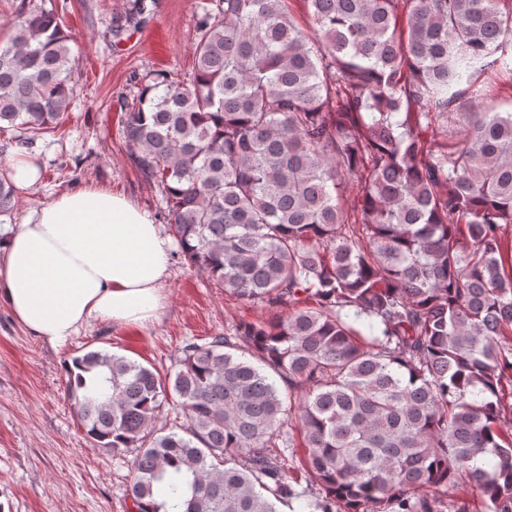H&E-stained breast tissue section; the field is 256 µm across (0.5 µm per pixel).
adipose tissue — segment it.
I'll return each instance as SVG.
<instances>
[{
  "label": "adipose tissue",
  "mask_w": 512,
  "mask_h": 512,
  "mask_svg": "<svg viewBox=\"0 0 512 512\" xmlns=\"http://www.w3.org/2000/svg\"><path fill=\"white\" fill-rule=\"evenodd\" d=\"M172 241L127 198L98 188L58 194L0 249V302L34 335L63 344L97 319L156 321Z\"/></svg>",
  "instance_id": "ef3b65f1"
}]
</instances>
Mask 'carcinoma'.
<instances>
[{"label": "carcinoma", "instance_id": "cac0c4a2", "mask_svg": "<svg viewBox=\"0 0 512 512\" xmlns=\"http://www.w3.org/2000/svg\"><path fill=\"white\" fill-rule=\"evenodd\" d=\"M303 4L309 28L288 0H205L190 78L143 77L122 117L183 256L288 314L185 344L167 380L88 351L67 397L93 447L136 450V512H169L162 491L180 512H512V111L476 87L512 73V0ZM11 26L0 129L34 138L76 61L54 10ZM14 198L0 177V213ZM292 423L316 492L276 451Z\"/></svg>", "mask_w": 512, "mask_h": 512}]
</instances>
